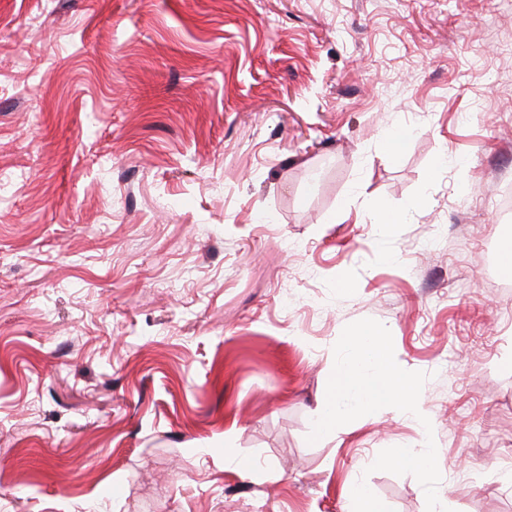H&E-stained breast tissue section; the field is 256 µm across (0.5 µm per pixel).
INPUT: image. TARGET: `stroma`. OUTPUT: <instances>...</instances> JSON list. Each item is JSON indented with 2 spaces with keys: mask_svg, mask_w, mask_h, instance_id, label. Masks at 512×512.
Instances as JSON below:
<instances>
[{
  "mask_svg": "<svg viewBox=\"0 0 512 512\" xmlns=\"http://www.w3.org/2000/svg\"><path fill=\"white\" fill-rule=\"evenodd\" d=\"M510 189L512 0H0V512H512Z\"/></svg>",
  "mask_w": 512,
  "mask_h": 512,
  "instance_id": "1",
  "label": "stroma"
}]
</instances>
